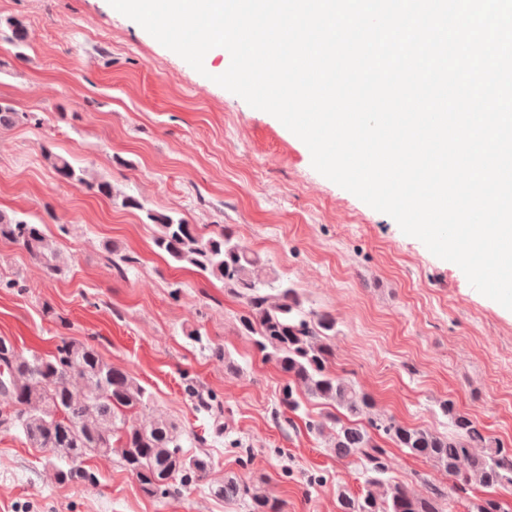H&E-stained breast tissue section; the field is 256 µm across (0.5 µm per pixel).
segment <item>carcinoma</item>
Here are the masks:
<instances>
[{"label": "carcinoma", "mask_w": 512, "mask_h": 512, "mask_svg": "<svg viewBox=\"0 0 512 512\" xmlns=\"http://www.w3.org/2000/svg\"><path fill=\"white\" fill-rule=\"evenodd\" d=\"M5 24L9 41L18 47L28 45L29 32L21 20L9 18ZM22 120L34 117L0 101V129ZM41 151L59 178L112 197L110 182H91L85 169L48 146ZM147 219L156 226L153 244L159 251L176 264L189 265L202 276L224 283L243 300L241 332L264 360L288 375L280 390L278 412L298 413L301 393L338 410L320 421L307 419L305 426L311 433L331 426L336 457H357L363 462L364 490L339 494L341 512H457L460 506L465 512H512L507 500L512 497V448L491 440L482 426L458 411L453 400L439 402L452 428L447 435L409 427L393 417L370 418L375 407L372 395L332 371L334 318L306 311L297 290L233 241L224 228L205 233L195 224L151 210ZM0 239L26 250L49 275L63 273L60 255L46 238L43 225L0 210ZM104 247L120 276L138 263L134 254L112 243ZM0 365L6 369L0 374V395L9 400L8 409L0 413V424L18 430L28 444L42 449L44 466L55 470L59 482L96 483V474L82 466L91 453L116 455L149 495H165L207 481L211 458L187 453L182 432L166 417L159 415L143 425L126 423V414L150 407L152 394L130 373L112 366L93 345L62 337L52 354L26 356L0 336ZM184 393L197 408L211 413L215 433L224 434L221 400L202 392L190 377L185 378ZM375 431L443 470L453 481L451 489L433 486L425 495H414L405 486L382 479L387 450L375 440ZM475 485L492 494H469ZM210 491L227 502H249L250 512H277L275 502L236 478L213 484Z\"/></svg>", "instance_id": "cac0c4a2"}]
</instances>
